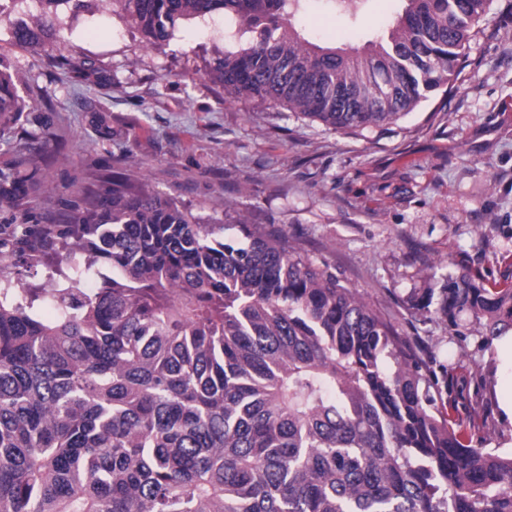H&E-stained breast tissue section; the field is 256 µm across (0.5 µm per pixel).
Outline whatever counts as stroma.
I'll list each match as a JSON object with an SVG mask.
<instances>
[{
    "label": "stroma",
    "instance_id": "35a3bbf8",
    "mask_svg": "<svg viewBox=\"0 0 512 512\" xmlns=\"http://www.w3.org/2000/svg\"><path fill=\"white\" fill-rule=\"evenodd\" d=\"M402 8L401 0H368L352 21L326 0H303L296 18L316 42L358 46ZM43 10L41 0H18L0 13V65L19 93L37 85L48 94L10 135L48 130L59 143L42 157L0 146V170L31 177L28 223H45L89 184L126 174L194 212L220 219L229 208L285 228L447 365V418L464 440L512 452V421L498 400L512 373L498 370L495 350L478 352L482 329L470 316L461 318L463 342L416 304L462 271L512 287V0H493L450 85L392 124L339 132L228 97L205 77L206 60L250 39L223 13L179 24L153 51L96 0L75 14L59 7L74 61L97 67L85 77L54 67L52 49L14 44L13 25ZM9 263L16 277L40 284L79 260L65 248L49 263Z\"/></svg>",
    "mask_w": 512,
    "mask_h": 512
}]
</instances>
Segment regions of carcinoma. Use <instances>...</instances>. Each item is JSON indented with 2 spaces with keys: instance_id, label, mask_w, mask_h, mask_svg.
<instances>
[{
  "instance_id": "obj_1",
  "label": "carcinoma",
  "mask_w": 512,
  "mask_h": 512,
  "mask_svg": "<svg viewBox=\"0 0 512 512\" xmlns=\"http://www.w3.org/2000/svg\"><path fill=\"white\" fill-rule=\"evenodd\" d=\"M299 2L100 0L154 50L183 21L233 16L250 45L207 77L334 131L390 124L448 84L493 0H404L360 48L305 38ZM330 2L356 17L366 0ZM12 36L63 45L48 18ZM38 99L1 69L0 135ZM28 182L0 170V206H23ZM22 233L33 259L68 246L107 273L87 292L62 269L26 286L0 265V512H512V454L465 443L441 411L448 366L286 229L227 210L218 226L114 176ZM432 302L456 329L478 322L483 350L512 333V288L461 272Z\"/></svg>"
}]
</instances>
